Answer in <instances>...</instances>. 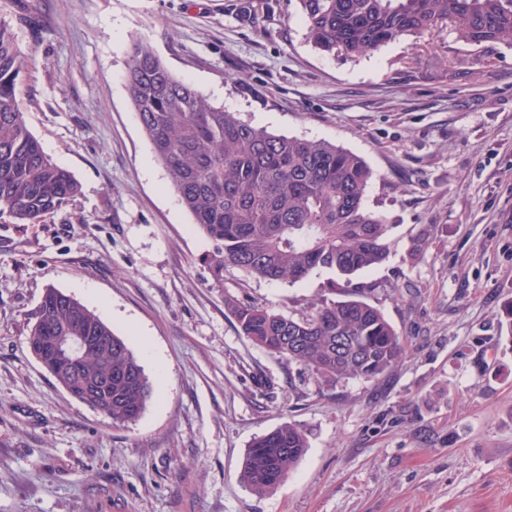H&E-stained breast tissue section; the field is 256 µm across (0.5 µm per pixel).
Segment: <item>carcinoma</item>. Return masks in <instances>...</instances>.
Wrapping results in <instances>:
<instances>
[{"mask_svg":"<svg viewBox=\"0 0 512 512\" xmlns=\"http://www.w3.org/2000/svg\"><path fill=\"white\" fill-rule=\"evenodd\" d=\"M306 38L318 50L356 58L442 23L471 45L512 49V0H298ZM31 67L12 30L0 22V219L37 224L68 206L80 187L42 151L18 104ZM126 86L153 153L194 224L213 244L215 281L231 264L270 281L298 282L316 270L351 277L381 265L389 225L364 208L372 172L357 155L326 141L276 135L174 76L151 45L133 44ZM227 307L240 334L268 353L340 383L374 381L402 355L399 338L376 306L324 301L296 317L248 300ZM110 336L77 371L54 374L62 387L104 380L112 422L129 424L154 396L153 383L124 337L75 298L45 292L29 346L50 336ZM308 440L291 422L247 450L240 478L257 493L275 489L302 458Z\"/></svg>","mask_w":512,"mask_h":512,"instance_id":"carcinoma-1","label":"carcinoma"}]
</instances>
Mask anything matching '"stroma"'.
Here are the masks:
<instances>
[{
    "label": "stroma",
    "mask_w": 512,
    "mask_h": 512,
    "mask_svg": "<svg viewBox=\"0 0 512 512\" xmlns=\"http://www.w3.org/2000/svg\"><path fill=\"white\" fill-rule=\"evenodd\" d=\"M243 1L0 0L32 59L19 104L80 184L40 223L0 222V512H512V51L445 23L350 60L307 41L297 0ZM137 40L252 125L361 157L388 259L293 284L228 266L216 284L126 87ZM50 287L126 337L155 388L137 421L72 398L31 355ZM346 295L403 347L378 382L270 355L225 305L294 315ZM286 421L307 451L256 493L246 451Z\"/></svg>",
    "instance_id": "stroma-1"
}]
</instances>
